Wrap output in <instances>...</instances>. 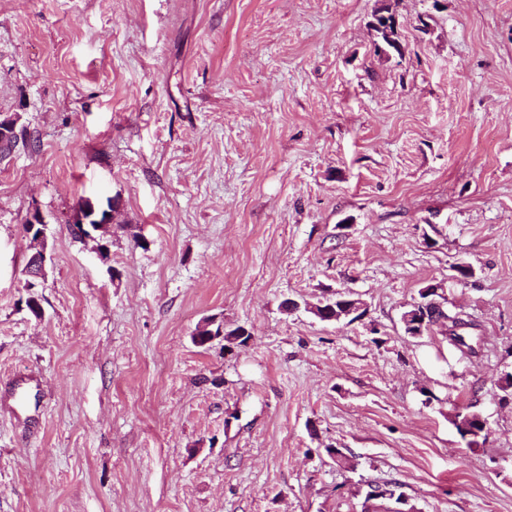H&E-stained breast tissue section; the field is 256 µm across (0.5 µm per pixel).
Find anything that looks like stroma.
Here are the masks:
<instances>
[{"instance_id":"stroma-1","label":"stroma","mask_w":512,"mask_h":512,"mask_svg":"<svg viewBox=\"0 0 512 512\" xmlns=\"http://www.w3.org/2000/svg\"><path fill=\"white\" fill-rule=\"evenodd\" d=\"M0 113L40 139L0 159V512H512V0H0ZM114 196L102 258L69 221ZM440 281L470 348L401 329ZM339 289L362 320L308 313ZM36 258L37 266L35 268H27L25 271L27 278L24 288H26L27 293L31 297L37 294L36 288H38L46 278L47 254L45 249H42L41 255H36ZM243 327L226 329L223 322L217 323L215 318H204L197 324L192 335L194 344L199 347H209L213 339L222 338L224 348H230L231 345L243 346L250 339L251 334L244 335ZM469 417H472L473 419H469ZM478 417L480 419H477ZM452 422L463 439H469L468 441L475 442H478V439H482L483 442L487 440L489 429L487 426V420L481 413L456 412L453 415ZM485 426H487L486 429ZM465 435L469 436H466L465 438ZM374 485V487L372 486ZM402 485L397 481H390L384 483L370 482L368 490L365 493L364 501L362 502V512H370L371 507H375V501L386 500L391 505H404L407 503V498L404 492L400 491ZM373 490V491H370ZM374 492H378L374 495ZM371 502V504H369Z\"/></svg>"}]
</instances>
